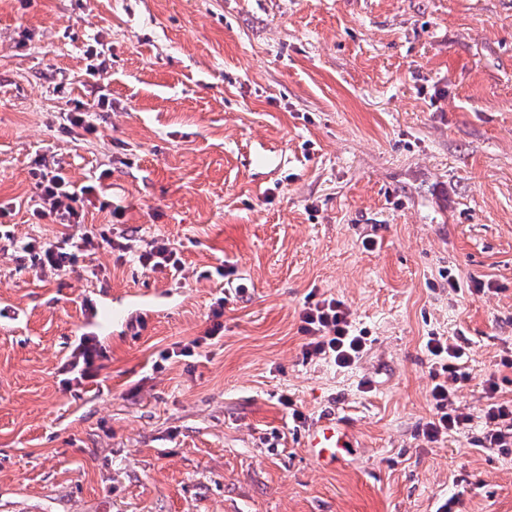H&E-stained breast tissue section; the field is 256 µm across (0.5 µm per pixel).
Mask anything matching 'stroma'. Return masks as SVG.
Instances as JSON below:
<instances>
[{"label":"stroma","instance_id":"stroma-1","mask_svg":"<svg viewBox=\"0 0 512 512\" xmlns=\"http://www.w3.org/2000/svg\"><path fill=\"white\" fill-rule=\"evenodd\" d=\"M103 94L95 133L65 124ZM38 161L100 183L85 226L130 252L19 262L61 230L30 220ZM1 203L25 318L0 329V512H512V452L481 446L512 353V0H0ZM154 238L181 274L139 264ZM312 292L365 332L352 366L304 359ZM221 297L223 335L157 365ZM99 300L141 327L88 326ZM85 337L107 358L71 386ZM432 337L469 348L471 417L435 443ZM285 397L350 424L339 462Z\"/></svg>","mask_w":512,"mask_h":512}]
</instances>
